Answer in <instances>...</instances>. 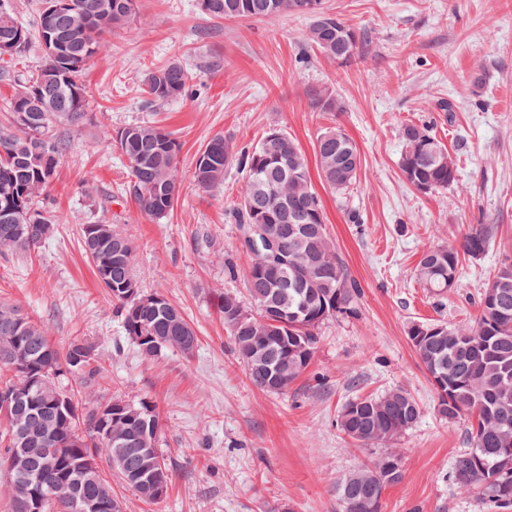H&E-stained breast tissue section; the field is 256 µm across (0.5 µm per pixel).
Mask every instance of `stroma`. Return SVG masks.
Here are the masks:
<instances>
[{
    "label": "stroma",
    "mask_w": 512,
    "mask_h": 512,
    "mask_svg": "<svg viewBox=\"0 0 512 512\" xmlns=\"http://www.w3.org/2000/svg\"><path fill=\"white\" fill-rule=\"evenodd\" d=\"M369 43L341 66L312 48L310 20L220 19L196 0H141L138 17L109 33L86 70L87 118L59 133L71 143L46 203L53 234L29 253H0V300L17 304L48 330L51 342L81 337L106 356L95 396L147 399L161 417L159 449L174 466L168 496L147 503L112 485L123 512H336V483L369 463L336 427L355 396L408 391L422 416L396 448L402 480L389 486L382 512H483L449 480L467 446L468 421L434 410L435 390L406 336L410 323L467 324L498 261L512 255V0H326ZM189 73V92L153 106L147 74L170 62ZM327 85L343 112H317L307 91ZM449 101L444 112L439 102ZM150 121L177 139V202L160 221L122 195L125 161L110 144L115 130ZM428 124L459 165L457 186L422 194L403 178L402 123ZM283 128L314 159L318 135L343 129L357 144V181L336 195L311 171L324 221L360 293L357 313L325 321L304 374L272 394L247 378L219 312L230 291L249 303L233 208L242 173L230 167L220 189L192 180L199 149L215 134L256 144ZM359 217L350 223L349 214ZM107 221L136 246L141 287L182 310L198 343L146 360L121 328L81 243L82 224ZM494 235L477 259L463 258L457 288L429 294L414 276L430 247L455 242L468 225Z\"/></svg>",
    "instance_id": "obj_1"
}]
</instances>
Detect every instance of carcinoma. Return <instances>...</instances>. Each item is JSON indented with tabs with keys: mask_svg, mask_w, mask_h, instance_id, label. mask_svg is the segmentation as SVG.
Listing matches in <instances>:
<instances>
[{
	"mask_svg": "<svg viewBox=\"0 0 512 512\" xmlns=\"http://www.w3.org/2000/svg\"><path fill=\"white\" fill-rule=\"evenodd\" d=\"M199 7L224 19L306 15L311 19L308 43L338 64L351 61L366 44L365 33L328 11L324 0H199ZM138 13L139 0H41L32 29L17 18L9 0H0L1 63H19L34 38L52 48L35 73L18 81L7 109L9 129L0 132V252L35 249L52 234L56 216L41 209L39 197L71 148L58 127L83 123L88 99L82 75L102 50L105 36ZM188 81L177 62L159 67L144 80L146 101L179 99L187 94ZM308 96L318 112L345 110L344 100L330 87H312ZM399 136L404 145L400 170L414 189L426 194L458 183L454 157L429 126L405 123ZM112 140L129 164L127 192L141 213L166 218L180 194L179 143L173 134L142 122L120 128ZM315 155L320 176L332 190L342 194L356 182L360 151L342 129L322 133ZM234 164L245 173L235 219L240 225L262 224L278 237L282 261L271 267L261 245L239 243L237 251L247 259V291L258 313H249L232 292L224 293L220 313L250 382L282 393L310 364L320 325L352 311L359 288L327 233L308 159L293 137L273 125L256 145L240 148L216 134L196 156L194 181L203 190L217 189ZM492 232L489 224H473L458 244L428 249L416 267L417 281L433 295H444L460 278L461 257L483 255ZM81 241L125 336L141 355L154 360L170 349L183 350V337L194 331L166 297L142 290L134 242L101 220L82 225ZM504 267L498 264L480 294L474 324L438 320L414 322L407 329L436 392L437 413L448 420L468 418V448L454 457L450 479L459 491L477 493L485 512L512 508V267ZM103 361V354L83 338L62 349L52 346L45 327L19 306L0 301V395L24 383L27 371L36 378L17 414L36 443L24 448L10 431L0 434L5 457L26 461L28 480L9 488L11 503L31 499L38 489L53 490L54 512H76L85 496L105 504L100 512H122L105 467L147 503L161 500L154 480L169 490L172 472L158 448L161 420L155 405L144 399L81 403L64 383L72 377L92 389ZM420 417L419 404L403 389L358 396L342 405L337 428L359 446L386 452L338 481L340 512H357L372 493L382 495L402 480L393 446Z\"/></svg>",
	"mask_w": 512,
	"mask_h": 512,
	"instance_id": "obj_1",
	"label": "carcinoma"
}]
</instances>
